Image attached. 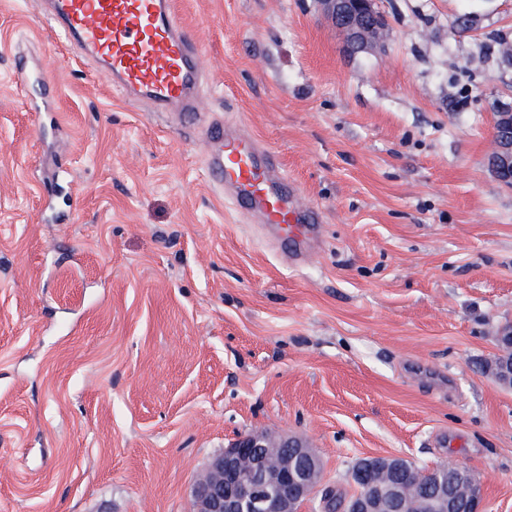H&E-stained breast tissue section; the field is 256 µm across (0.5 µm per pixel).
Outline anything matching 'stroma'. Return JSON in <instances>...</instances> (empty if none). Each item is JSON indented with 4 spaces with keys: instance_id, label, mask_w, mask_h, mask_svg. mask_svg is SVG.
<instances>
[{
    "instance_id": "stroma-1",
    "label": "stroma",
    "mask_w": 512,
    "mask_h": 512,
    "mask_svg": "<svg viewBox=\"0 0 512 512\" xmlns=\"http://www.w3.org/2000/svg\"><path fill=\"white\" fill-rule=\"evenodd\" d=\"M174 4L204 107L274 152L320 237L282 254L200 132L101 82L41 0H0V512H189L249 432L306 437L343 494L398 455L512 512V390L482 371L512 324V187L487 167L512 0H380L385 47L358 54L318 0Z\"/></svg>"
}]
</instances>
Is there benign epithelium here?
Here are the masks:
<instances>
[{
	"label": "benign epithelium",
	"instance_id": "benign-epithelium-1",
	"mask_svg": "<svg viewBox=\"0 0 512 512\" xmlns=\"http://www.w3.org/2000/svg\"><path fill=\"white\" fill-rule=\"evenodd\" d=\"M324 14L346 35L353 53L382 46L375 32L386 24L378 0H321ZM491 172L512 184V105L495 115ZM426 493L417 494L418 476L400 456H369L350 472L353 493L341 512H457L459 500L484 512L483 483L457 463L426 473ZM322 461L306 438L242 435L214 456L191 493L190 512H299L317 491Z\"/></svg>",
	"mask_w": 512,
	"mask_h": 512
}]
</instances>
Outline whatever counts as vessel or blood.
<instances>
[{
	"label": "vessel or blood",
	"mask_w": 512,
	"mask_h": 512,
	"mask_svg": "<svg viewBox=\"0 0 512 512\" xmlns=\"http://www.w3.org/2000/svg\"><path fill=\"white\" fill-rule=\"evenodd\" d=\"M46 14L98 75L129 99L205 125L204 164L216 188L260 215L284 250L304 256L320 217L301 209L273 155L249 135L204 122L199 104L202 53L173 0H43Z\"/></svg>",
	"instance_id": "obj_1"
}]
</instances>
